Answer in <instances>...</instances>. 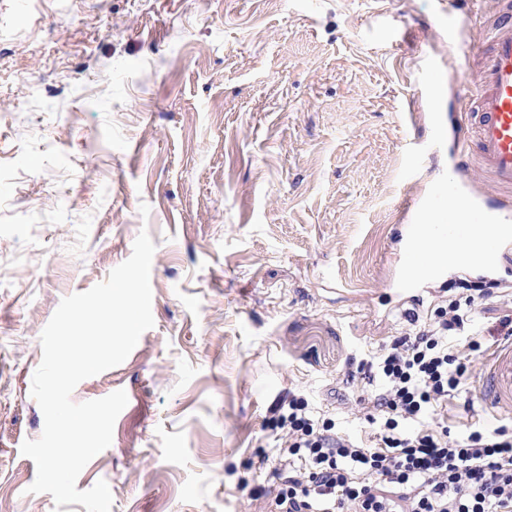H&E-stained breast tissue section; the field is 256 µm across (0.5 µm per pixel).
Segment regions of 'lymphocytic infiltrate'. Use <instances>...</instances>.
I'll return each mask as SVG.
<instances>
[{"label":"lymphocytic infiltrate","mask_w":512,"mask_h":512,"mask_svg":"<svg viewBox=\"0 0 512 512\" xmlns=\"http://www.w3.org/2000/svg\"><path fill=\"white\" fill-rule=\"evenodd\" d=\"M490 294L463 285L428 321L406 313V331L377 356L349 362L342 384L371 444L316 419L303 395L278 399L268 410L277 448L259 464L271 487L249 493L261 512H512V428L457 440L430 423L469 373L448 339L467 336V307Z\"/></svg>","instance_id":"f902f5d3"}]
</instances>
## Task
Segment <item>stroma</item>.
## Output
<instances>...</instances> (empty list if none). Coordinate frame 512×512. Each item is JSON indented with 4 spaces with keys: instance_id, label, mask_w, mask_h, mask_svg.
<instances>
[{
    "instance_id": "obj_1",
    "label": "stroma",
    "mask_w": 512,
    "mask_h": 512,
    "mask_svg": "<svg viewBox=\"0 0 512 512\" xmlns=\"http://www.w3.org/2000/svg\"><path fill=\"white\" fill-rule=\"evenodd\" d=\"M498 0H0V512H86L29 493L40 335L60 301L107 279L140 231L156 246L154 325L81 403L125 391L111 445L77 480L111 512H258L288 390L363 436L328 398L349 361L434 310L459 283L481 344L434 422L464 438L511 419L485 408V357L512 314V244L492 269L389 291L401 266L406 141L434 139L431 174L486 192L455 165L454 73L489 60ZM474 45L449 56L447 16Z\"/></svg>"
}]
</instances>
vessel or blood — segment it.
<instances>
[{
	"mask_svg": "<svg viewBox=\"0 0 512 512\" xmlns=\"http://www.w3.org/2000/svg\"><path fill=\"white\" fill-rule=\"evenodd\" d=\"M491 59L473 77L456 78L462 101L471 103V134L476 162L495 185L493 195H476L457 179L439 180L434 206L439 222L430 233L456 241L463 255L478 254L484 265L497 263L498 243L512 240V0H502L493 19ZM405 262L396 288L431 276L439 262L422 233L409 231L402 239ZM483 384L486 403L512 412V340L498 345Z\"/></svg>",
	"mask_w": 512,
	"mask_h": 512,
	"instance_id": "1",
	"label": "vessel or blood"
}]
</instances>
